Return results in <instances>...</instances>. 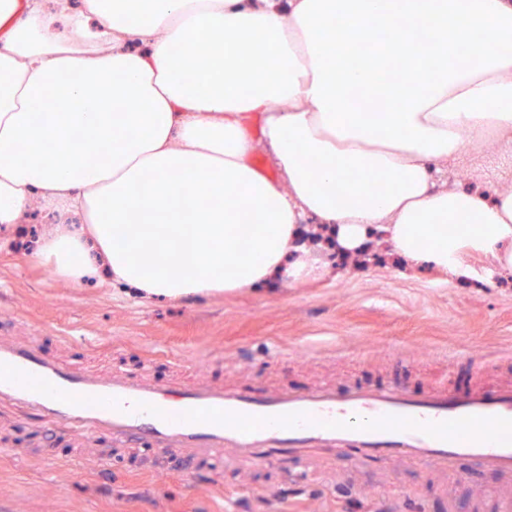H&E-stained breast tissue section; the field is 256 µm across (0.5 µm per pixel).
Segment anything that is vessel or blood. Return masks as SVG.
<instances>
[{
  "label": "vessel or blood",
  "instance_id": "obj_1",
  "mask_svg": "<svg viewBox=\"0 0 512 512\" xmlns=\"http://www.w3.org/2000/svg\"><path fill=\"white\" fill-rule=\"evenodd\" d=\"M22 413L33 426L39 458L49 427L75 440L101 435L123 448L148 451L143 466L155 476L179 464L189 485H224L225 469H283L291 482L328 483L319 452L362 462H415L448 472L473 460L490 483L475 491L491 512H512V490L495 484L512 474V383L488 390L451 386L414 394L390 382L270 388L226 383L209 376L159 381L143 370L82 372L47 356L36 342L0 339V408Z\"/></svg>",
  "mask_w": 512,
  "mask_h": 512
}]
</instances>
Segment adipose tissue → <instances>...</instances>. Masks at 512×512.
<instances>
[{"label": "adipose tissue", "mask_w": 512, "mask_h": 512, "mask_svg": "<svg viewBox=\"0 0 512 512\" xmlns=\"http://www.w3.org/2000/svg\"><path fill=\"white\" fill-rule=\"evenodd\" d=\"M471 143L512 155V0H0V226L57 213L36 257L75 287L300 281L309 221L512 271V184L448 180Z\"/></svg>", "instance_id": "1"}]
</instances>
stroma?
<instances>
[{"mask_svg": "<svg viewBox=\"0 0 512 512\" xmlns=\"http://www.w3.org/2000/svg\"><path fill=\"white\" fill-rule=\"evenodd\" d=\"M50 220L0 226V336L37 337L44 353L105 373L134 368L156 349L209 364L214 375L249 384L303 389L325 383L390 381L414 392L454 384L494 387L512 380V272L491 257L466 256L468 279L410 267L379 247L363 264L329 263L299 282L245 288L178 302L146 300L95 282L81 289L35 260ZM75 337L64 345L63 337ZM287 347V360L273 352ZM470 350L474 361L449 365ZM60 463L0 456V512H282L284 475L228 471L223 489L186 487L178 475L151 477L73 464L70 440L49 438ZM336 485L292 496L295 512H365L378 490L398 488L402 512H471L476 464L457 460L451 497L439 479L411 463L387 466L336 459Z\"/></svg>", "mask_w": 512, "mask_h": 512, "instance_id": "1", "label": "stroma"}]
</instances>
